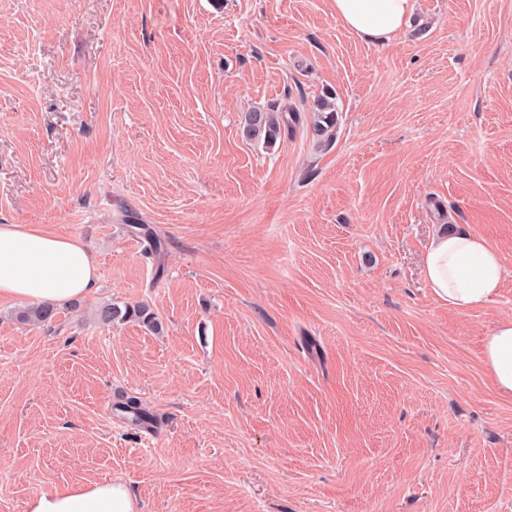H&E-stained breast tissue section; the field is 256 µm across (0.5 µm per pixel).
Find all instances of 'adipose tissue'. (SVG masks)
<instances>
[{
	"instance_id": "adipose-tissue-1",
	"label": "adipose tissue",
	"mask_w": 512,
	"mask_h": 512,
	"mask_svg": "<svg viewBox=\"0 0 512 512\" xmlns=\"http://www.w3.org/2000/svg\"><path fill=\"white\" fill-rule=\"evenodd\" d=\"M331 3L337 20L351 32L387 44L402 33L414 0ZM422 271L433 295L458 310L492 303L507 274L499 249L469 232L433 238ZM97 279V268L78 240L24 224L0 225V302L63 303L89 296ZM482 363L499 392L512 395V319L499 322L485 337ZM26 512H138V507L125 484L110 481L40 493L27 502Z\"/></svg>"
}]
</instances>
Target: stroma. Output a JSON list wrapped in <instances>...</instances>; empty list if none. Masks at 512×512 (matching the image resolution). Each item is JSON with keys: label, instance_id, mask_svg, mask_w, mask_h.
Returning a JSON list of instances; mask_svg holds the SVG:
<instances>
[{"label": "stroma", "instance_id": "obj_1", "mask_svg": "<svg viewBox=\"0 0 512 512\" xmlns=\"http://www.w3.org/2000/svg\"><path fill=\"white\" fill-rule=\"evenodd\" d=\"M323 96L331 142L243 133ZM1 224L99 279L47 326L0 304V512L112 479L139 512H512L481 361L512 317V0H415L388 44L331 0H0ZM447 228L505 259L485 308L423 279ZM97 317L101 322L111 323L115 320H138L147 329L155 334H160L163 331L162 322L157 315L144 305L128 306L122 310L111 303L103 304L97 309Z\"/></svg>", "mask_w": 512, "mask_h": 512}]
</instances>
